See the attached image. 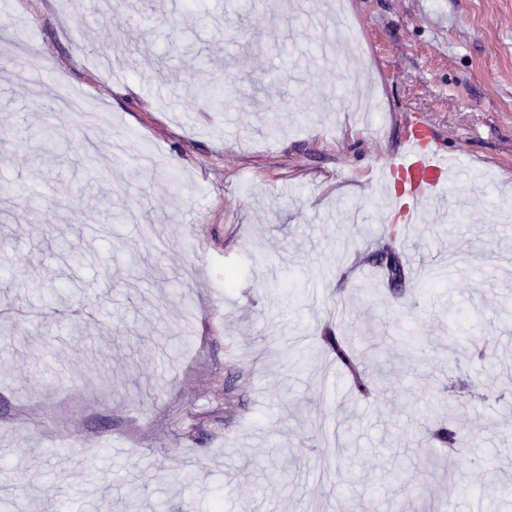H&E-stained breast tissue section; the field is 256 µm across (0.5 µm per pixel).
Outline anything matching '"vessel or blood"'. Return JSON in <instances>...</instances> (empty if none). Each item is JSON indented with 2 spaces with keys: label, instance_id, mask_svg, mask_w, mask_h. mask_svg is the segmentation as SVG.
Segmentation results:
<instances>
[{
  "label": "vessel or blood",
  "instance_id": "obj_1",
  "mask_svg": "<svg viewBox=\"0 0 512 512\" xmlns=\"http://www.w3.org/2000/svg\"><path fill=\"white\" fill-rule=\"evenodd\" d=\"M449 156L429 120L413 115L399 150L378 168L390 214L406 224L423 223L427 212L447 197L452 178Z\"/></svg>",
  "mask_w": 512,
  "mask_h": 512
}]
</instances>
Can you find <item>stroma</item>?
<instances>
[{
	"label": "stroma",
	"mask_w": 512,
	"mask_h": 512,
	"mask_svg": "<svg viewBox=\"0 0 512 512\" xmlns=\"http://www.w3.org/2000/svg\"><path fill=\"white\" fill-rule=\"evenodd\" d=\"M222 2L107 20L100 0H12L0 24V483L23 512H485L512 496V0H346L359 42L326 57L333 30L310 18L335 0ZM21 23L32 38L12 44ZM197 52L231 83L222 111L190 77L154 78ZM32 55L42 80H17ZM72 89L151 161L74 115L68 148L43 152L35 131ZM358 93L382 129L350 111ZM413 112L471 178L432 223L396 226L370 170ZM32 189L58 219L29 210ZM98 194L134 220L110 223ZM388 244L413 260L400 298L375 263ZM329 331L377 398L358 399ZM490 332L497 365L472 364ZM451 400L453 459L425 413Z\"/></svg>",
	"instance_id": "obj_1"
}]
</instances>
